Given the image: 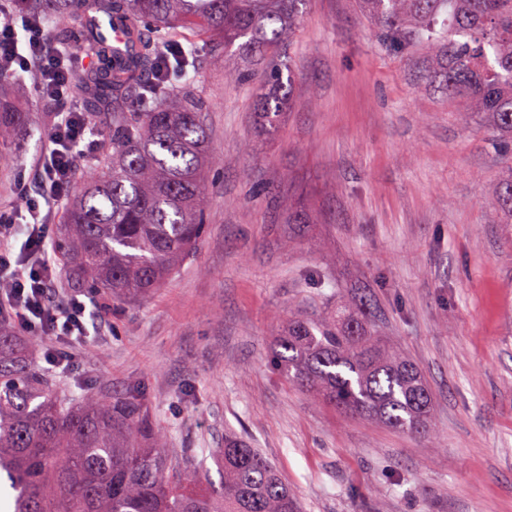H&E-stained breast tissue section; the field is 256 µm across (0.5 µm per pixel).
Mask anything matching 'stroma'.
<instances>
[{
  "label": "stroma",
  "instance_id": "obj_1",
  "mask_svg": "<svg viewBox=\"0 0 512 512\" xmlns=\"http://www.w3.org/2000/svg\"><path fill=\"white\" fill-rule=\"evenodd\" d=\"M293 91L271 136L224 54L186 78L218 163L194 252L153 294L92 295L72 402L140 386L173 456L212 464L237 434L278 468L302 512H512V240L495 205L498 151L425 80L422 56L382 44L355 0H309ZM24 122L0 143V208L37 192L45 103L24 78ZM304 221L292 224L289 211ZM366 317L422 369L433 432L348 417L289 385L273 340L300 307Z\"/></svg>",
  "mask_w": 512,
  "mask_h": 512
}]
</instances>
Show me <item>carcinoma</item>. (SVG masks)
Listing matches in <instances>:
<instances>
[{
  "instance_id": "obj_1",
  "label": "carcinoma",
  "mask_w": 512,
  "mask_h": 512,
  "mask_svg": "<svg viewBox=\"0 0 512 512\" xmlns=\"http://www.w3.org/2000/svg\"><path fill=\"white\" fill-rule=\"evenodd\" d=\"M50 16L57 40L93 64L71 94L88 111L112 106L96 161L58 227L56 248L76 284L114 296L160 287L203 232L205 182L216 165L206 104L180 79L195 54L167 50L184 30L241 61L224 83L248 84L263 131H275L292 91L283 79L307 0H19ZM386 46L420 52L430 82L486 130L502 153L497 205L512 235V0H358ZM19 114L0 99V140ZM289 383L342 411L407 434L432 431L433 395L398 346L345 309L298 311L279 337ZM0 321V481L13 512H298L278 470L237 435L215 458L175 466L142 390H83L64 405L55 382Z\"/></svg>"
}]
</instances>
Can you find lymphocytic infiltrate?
Wrapping results in <instances>:
<instances>
[{"mask_svg":"<svg viewBox=\"0 0 512 512\" xmlns=\"http://www.w3.org/2000/svg\"><path fill=\"white\" fill-rule=\"evenodd\" d=\"M67 56L52 44L46 25L27 13L0 24V75L33 74L43 100L56 110L38 161V196L19 185L20 205L0 209V311L9 310L14 324L28 335L54 340L43 361L59 372L71 370L87 336L86 304L75 293L62 300L54 295L60 267L48 209L71 195L78 162L92 148L87 123L68 104L75 73ZM18 236L23 242L17 248L12 241Z\"/></svg>","mask_w":512,"mask_h":512,"instance_id":"f902f5d3","label":"lymphocytic infiltrate"}]
</instances>
